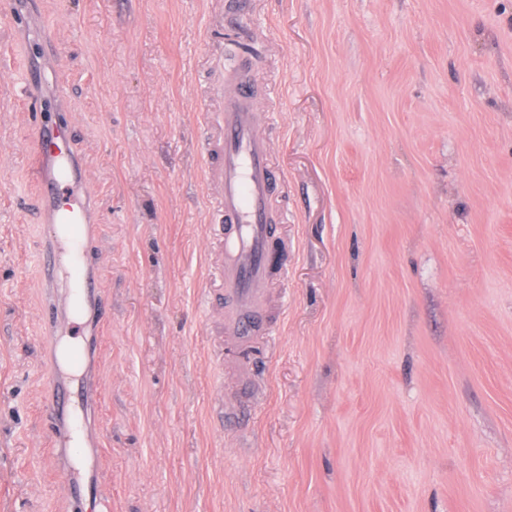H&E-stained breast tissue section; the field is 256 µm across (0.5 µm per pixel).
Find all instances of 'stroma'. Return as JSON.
<instances>
[{
  "instance_id": "35a3bbf8",
  "label": "stroma",
  "mask_w": 512,
  "mask_h": 512,
  "mask_svg": "<svg viewBox=\"0 0 512 512\" xmlns=\"http://www.w3.org/2000/svg\"><path fill=\"white\" fill-rule=\"evenodd\" d=\"M243 59L288 252L242 439L216 420L236 364L205 148ZM53 111L110 308L74 464L104 512H512V0H245L240 35L227 0L0 21V512H70L29 148Z\"/></svg>"
}]
</instances>
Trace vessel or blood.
<instances>
[{
  "label": "vessel or blood",
  "instance_id": "vessel-or-blood-1",
  "mask_svg": "<svg viewBox=\"0 0 512 512\" xmlns=\"http://www.w3.org/2000/svg\"><path fill=\"white\" fill-rule=\"evenodd\" d=\"M251 100V83L246 79L225 92L220 133L208 144L216 161L217 209L224 226V338L240 350L238 365L244 373L249 370L245 354L260 333L258 323L266 303L273 250L270 200L275 183L271 143L256 122ZM32 148L40 169L38 197L50 213V244L41 252L40 266L43 281L51 289L45 304L48 340L56 347L65 331L76 328L77 309L97 298L98 290L81 262L88 242L87 207L81 198L65 199L60 194L63 184L78 178L68 123L38 126ZM88 354L85 346L65 351V360L82 373V382L74 387L62 377L50 376L44 403L61 468L67 473L68 497L75 505L82 504L84 495L82 485L68 474L74 448L72 413L79 408L85 418H92L98 399L85 373Z\"/></svg>",
  "mask_w": 512,
  "mask_h": 512
}]
</instances>
